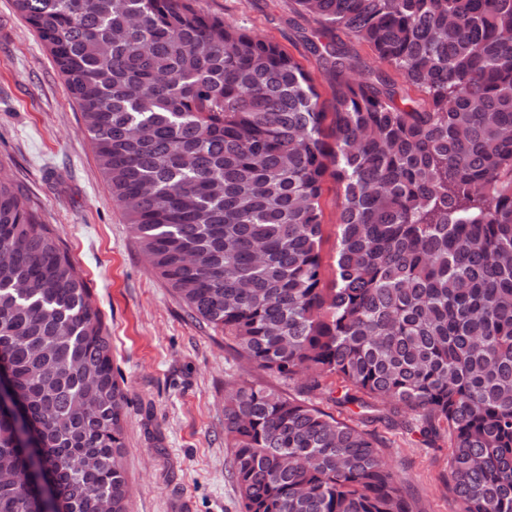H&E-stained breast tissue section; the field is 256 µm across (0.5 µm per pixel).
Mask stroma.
I'll return each instance as SVG.
<instances>
[{
  "label": "stroma",
  "mask_w": 512,
  "mask_h": 512,
  "mask_svg": "<svg viewBox=\"0 0 512 512\" xmlns=\"http://www.w3.org/2000/svg\"><path fill=\"white\" fill-rule=\"evenodd\" d=\"M205 12L270 38L331 89L303 44L307 17L285 0H198ZM64 78L13 0H0V178L36 207L88 284L126 397L130 512H238L224 440V392L241 380L287 384L241 368L223 334L193 318L149 268L98 167ZM384 456L420 512H456L442 476L448 438L429 446L377 425Z\"/></svg>",
  "instance_id": "obj_1"
}]
</instances>
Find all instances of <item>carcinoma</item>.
<instances>
[{"label": "carcinoma", "instance_id": "cac0c4a2", "mask_svg": "<svg viewBox=\"0 0 512 512\" xmlns=\"http://www.w3.org/2000/svg\"><path fill=\"white\" fill-rule=\"evenodd\" d=\"M14 2L152 269L239 360L297 385L224 396L239 512H418L362 427L402 417L427 444L450 435L458 512H512V0H289L328 100L278 42L197 0ZM1 358L52 478L43 512H128L109 338L3 180ZM330 380L357 421L307 399ZM17 431L0 412V512H37ZM342 39L345 42L348 50L352 53V55L356 56L357 60L361 64L373 69H381L387 72L393 80L397 81L398 84H401V79L399 76L385 63L379 61L371 48L366 43L359 42L355 39H349L345 36H342ZM323 211H324V236L325 243L323 245V257L325 266L328 271V275H331L330 265H333L335 250L334 245L336 244V218H337V206L336 196L333 190H326L323 200Z\"/></svg>", "mask_w": 512, "mask_h": 512}]
</instances>
